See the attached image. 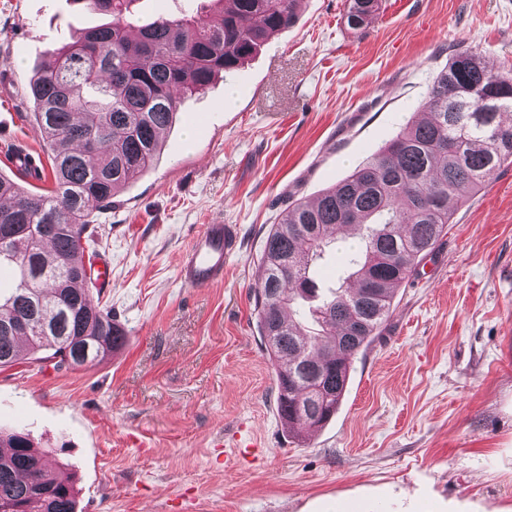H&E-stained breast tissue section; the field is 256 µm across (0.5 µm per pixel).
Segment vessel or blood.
Instances as JSON below:
<instances>
[{
	"instance_id": "1",
	"label": "vessel or blood",
	"mask_w": 512,
	"mask_h": 512,
	"mask_svg": "<svg viewBox=\"0 0 512 512\" xmlns=\"http://www.w3.org/2000/svg\"><path fill=\"white\" fill-rule=\"evenodd\" d=\"M237 232L232 225H205L179 268V277L189 286H203L224 276V265L236 249Z\"/></svg>"
}]
</instances>
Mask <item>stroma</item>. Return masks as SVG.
Returning a JSON list of instances; mask_svg holds the SVG:
<instances>
[{"label":"stroma","mask_w":512,"mask_h":512,"mask_svg":"<svg viewBox=\"0 0 512 512\" xmlns=\"http://www.w3.org/2000/svg\"><path fill=\"white\" fill-rule=\"evenodd\" d=\"M347 0L296 22L207 92L183 98L158 160L97 211L90 284L125 346L78 370L0 368V430L46 448L76 512H512V164L458 208L353 360L331 420L289 434L253 289L266 233L382 150L450 56L512 68V0H383L348 30ZM72 0H0V172L45 156L26 97L50 48L108 23ZM235 225L223 281L179 263L205 225Z\"/></svg>","instance_id":"obj_1"}]
</instances>
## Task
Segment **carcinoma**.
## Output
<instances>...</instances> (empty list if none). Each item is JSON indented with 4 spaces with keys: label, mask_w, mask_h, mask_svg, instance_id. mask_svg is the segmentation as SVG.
<instances>
[{
    "label": "carcinoma",
    "mask_w": 512,
    "mask_h": 512,
    "mask_svg": "<svg viewBox=\"0 0 512 512\" xmlns=\"http://www.w3.org/2000/svg\"><path fill=\"white\" fill-rule=\"evenodd\" d=\"M112 17L72 42L49 50L27 96L45 135L52 187L34 192L0 173V239L20 235L0 253V269L17 277L0 291V367L52 351L56 370L67 357L100 362L125 342L112 312L86 288V249L96 245L94 209L154 165L160 132L181 98L205 92L257 47L296 19L297 0H212L222 6L141 23L136 0H72ZM381 0H349L346 25L359 30ZM512 70L481 52L453 55L434 78L421 117L388 146L313 200L288 206L270 226L255 286V311L275 369L278 410L290 433L322 427L345 394L352 361L387 321L398 288L421 257L448 233L465 194L512 164ZM352 228L342 284L318 297L314 269ZM320 298L308 330L302 303ZM68 302L45 333L41 318ZM46 452L29 435L0 432V512H76L77 490L43 464Z\"/></svg>",
    "instance_id": "cac0c4a2"
}]
</instances>
